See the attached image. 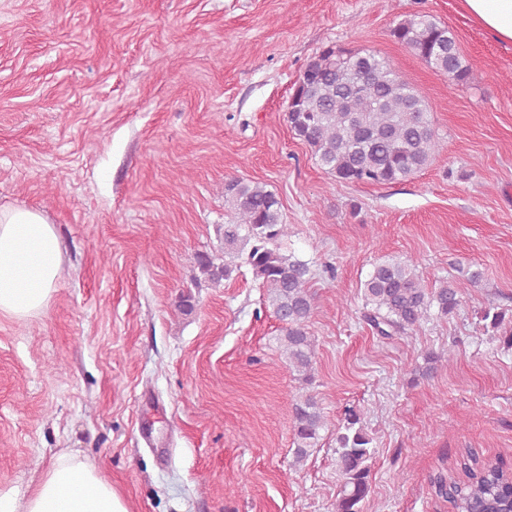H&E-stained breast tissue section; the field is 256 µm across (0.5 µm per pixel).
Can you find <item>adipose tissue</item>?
I'll list each match as a JSON object with an SVG mask.
<instances>
[{"label": "adipose tissue", "mask_w": 512, "mask_h": 512, "mask_svg": "<svg viewBox=\"0 0 512 512\" xmlns=\"http://www.w3.org/2000/svg\"><path fill=\"white\" fill-rule=\"evenodd\" d=\"M493 37L512 42V0H462ZM60 277L58 235L40 211L0 209V316L23 319L46 310ZM0 512H128L100 470L73 456L57 457L27 499L0 492Z\"/></svg>", "instance_id": "1"}]
</instances>
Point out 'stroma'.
Wrapping results in <instances>:
<instances>
[{
  "label": "stroma",
  "instance_id": "stroma-1",
  "mask_svg": "<svg viewBox=\"0 0 512 512\" xmlns=\"http://www.w3.org/2000/svg\"><path fill=\"white\" fill-rule=\"evenodd\" d=\"M421 12L452 30L468 83L392 37ZM329 44L380 53L426 99L445 143L429 167L355 185L315 165L284 111ZM230 178L279 196L288 248L315 265L328 428L300 466L302 383L262 288L248 272L191 286L196 254H223ZM18 204L57 229L62 273L45 313L0 317L1 491L28 496L69 454L131 512H334L349 406L375 446L364 512H448L431 479L465 448L512 465V347L477 318L512 309V43L461 0H0V207ZM385 256L419 260L430 286L456 279L461 308L373 335L360 284Z\"/></svg>",
  "mask_w": 512,
  "mask_h": 512
}]
</instances>
